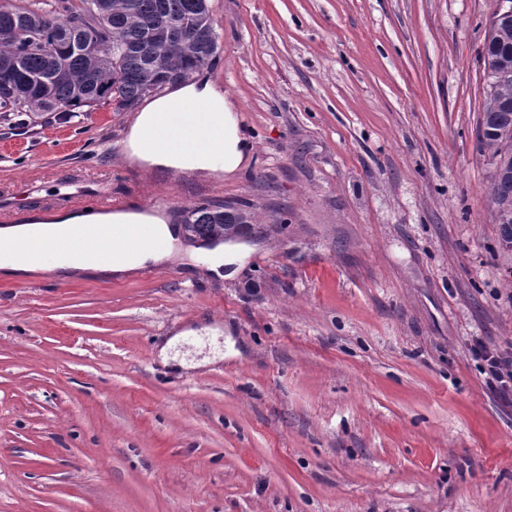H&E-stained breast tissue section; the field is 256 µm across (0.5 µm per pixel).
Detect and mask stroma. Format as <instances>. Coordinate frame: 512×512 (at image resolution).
Segmentation results:
<instances>
[{
  "instance_id": "35a3bbf8",
  "label": "stroma",
  "mask_w": 512,
  "mask_h": 512,
  "mask_svg": "<svg viewBox=\"0 0 512 512\" xmlns=\"http://www.w3.org/2000/svg\"><path fill=\"white\" fill-rule=\"evenodd\" d=\"M208 3L235 175L141 165L132 108L0 122V196L78 173L178 204L154 278H0V512H512V405L467 348L512 343L479 136L499 0ZM203 183L253 206L226 278L183 230ZM217 327L223 359L156 356Z\"/></svg>"
}]
</instances>
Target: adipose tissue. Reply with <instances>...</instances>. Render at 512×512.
<instances>
[{
	"label": "adipose tissue",
	"instance_id": "adipose-tissue-1",
	"mask_svg": "<svg viewBox=\"0 0 512 512\" xmlns=\"http://www.w3.org/2000/svg\"><path fill=\"white\" fill-rule=\"evenodd\" d=\"M174 96L203 110L222 114L224 135L219 147L224 156L223 170L228 175L236 172L247 159L248 143L246 136L239 129L236 106L232 99L204 80L183 85L176 90ZM171 97L162 95L148 101L130 129V143L134 154L161 166L176 164V156L165 150L146 147L144 138L156 114L166 111Z\"/></svg>",
	"mask_w": 512,
	"mask_h": 512
}]
</instances>
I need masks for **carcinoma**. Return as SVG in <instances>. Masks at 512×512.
Returning a JSON list of instances; mask_svg holds the SVG:
<instances>
[{
  "mask_svg": "<svg viewBox=\"0 0 512 512\" xmlns=\"http://www.w3.org/2000/svg\"><path fill=\"white\" fill-rule=\"evenodd\" d=\"M67 5L0 9V119L110 104L121 112L154 90L211 67L219 34L208 0H82ZM92 45L85 53L64 36ZM483 57L504 76L480 116L481 140L496 147L491 204L500 237H512V19L491 26ZM254 223L251 204L203 203L185 230L194 238L230 239Z\"/></svg>",
  "mask_w": 512,
  "mask_h": 512,
  "instance_id": "obj_1",
  "label": "carcinoma"
}]
</instances>
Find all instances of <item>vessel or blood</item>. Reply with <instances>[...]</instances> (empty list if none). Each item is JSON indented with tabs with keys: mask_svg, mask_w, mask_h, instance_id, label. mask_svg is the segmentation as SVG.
Here are the masks:
<instances>
[{
	"mask_svg": "<svg viewBox=\"0 0 512 512\" xmlns=\"http://www.w3.org/2000/svg\"><path fill=\"white\" fill-rule=\"evenodd\" d=\"M223 135V118L217 112H198L180 100L171 101L146 134L155 146L168 145L179 153L186 168H218L223 157L216 145ZM66 205L79 214H108L112 198L105 191L89 186L81 177L45 185L23 184L18 194L0 199V223L14 224L24 218L48 220L57 205ZM168 242L149 224H113L102 230L68 225L55 226L39 237L16 242L14 254L32 264H45L60 256L85 258L91 255L103 262L129 259L144 250L167 249Z\"/></svg>",
	"mask_w": 512,
	"mask_h": 512,
	"instance_id": "obj_1",
	"label": "vessel or blood"
}]
</instances>
